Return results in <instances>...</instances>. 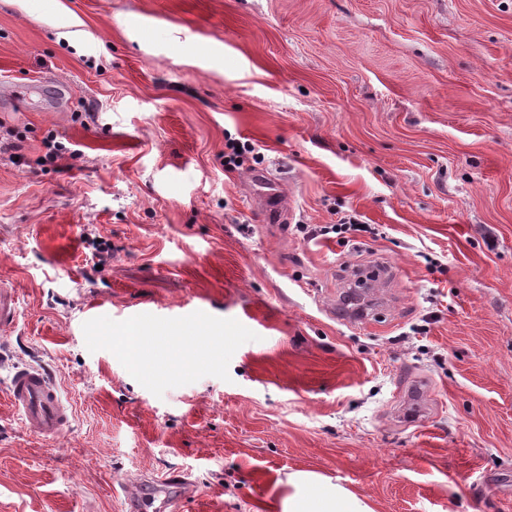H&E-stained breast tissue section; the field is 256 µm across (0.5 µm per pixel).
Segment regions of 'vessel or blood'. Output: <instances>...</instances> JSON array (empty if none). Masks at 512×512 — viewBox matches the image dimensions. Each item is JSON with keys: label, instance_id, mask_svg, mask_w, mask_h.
I'll list each match as a JSON object with an SVG mask.
<instances>
[{"label": "vessel or blood", "instance_id": "obj_1", "mask_svg": "<svg viewBox=\"0 0 512 512\" xmlns=\"http://www.w3.org/2000/svg\"><path fill=\"white\" fill-rule=\"evenodd\" d=\"M16 321L13 289L0 280V328L7 329ZM11 407L20 416L25 429L32 435L50 439L61 434L72 416L71 404L63 399L58 387L44 370L23 368L17 370L8 386ZM427 410L426 391L414 386L402 394L403 417L416 420ZM189 483L187 475L176 473L160 482L140 486L126 485L125 512H143L149 496L163 493L165 512H180L183 495Z\"/></svg>", "mask_w": 512, "mask_h": 512}]
</instances>
